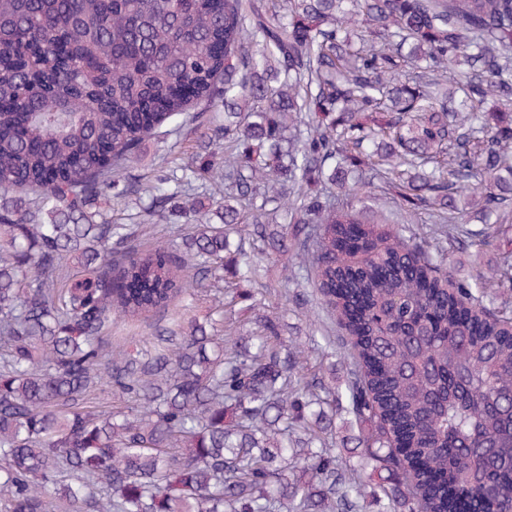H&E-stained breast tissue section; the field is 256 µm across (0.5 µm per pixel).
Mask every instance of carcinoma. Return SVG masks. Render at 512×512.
Instances as JSON below:
<instances>
[{
  "mask_svg": "<svg viewBox=\"0 0 512 512\" xmlns=\"http://www.w3.org/2000/svg\"><path fill=\"white\" fill-rule=\"evenodd\" d=\"M455 79L448 81V73ZM224 102L199 165L117 189L192 105ZM206 171L219 223L176 242L85 204ZM382 184L434 255L359 206ZM0 512H512V0H0ZM289 256L352 361L262 303L114 358L148 317ZM119 411L87 405L103 383ZM157 318L125 317L112 320V326L104 335V341L112 349V353L138 348L153 350L158 346Z\"/></svg>",
  "mask_w": 512,
  "mask_h": 512,
  "instance_id": "carcinoma-1",
  "label": "carcinoma"
}]
</instances>
